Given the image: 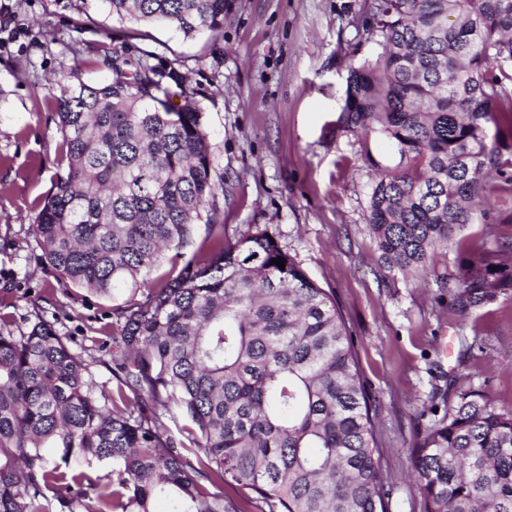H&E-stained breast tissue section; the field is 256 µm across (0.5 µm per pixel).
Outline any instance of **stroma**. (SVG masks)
I'll return each mask as SVG.
<instances>
[{
	"instance_id": "obj_1",
	"label": "stroma",
	"mask_w": 512,
	"mask_h": 512,
	"mask_svg": "<svg viewBox=\"0 0 512 512\" xmlns=\"http://www.w3.org/2000/svg\"><path fill=\"white\" fill-rule=\"evenodd\" d=\"M219 34L187 37L172 25L119 21L99 0H0V313L27 331L42 308L73 348L92 356L94 377L112 376V307L126 300L63 294L30 229L60 172L53 75L109 48L171 62L187 77L174 104L193 97L214 155L224 237L272 234L326 290L354 338L370 396L388 512H425L412 477L417 445L460 392L481 391L512 409V288L459 315L450 300L474 254L512 255V138L483 204L418 275L378 277L367 224L371 177L399 165L385 136L347 126V77L380 50L368 0H230Z\"/></svg>"
}]
</instances>
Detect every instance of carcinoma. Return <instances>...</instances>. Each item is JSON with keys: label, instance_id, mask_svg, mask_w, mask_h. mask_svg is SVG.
Masks as SVG:
<instances>
[{"label": "carcinoma", "instance_id": "carcinoma-1", "mask_svg": "<svg viewBox=\"0 0 512 512\" xmlns=\"http://www.w3.org/2000/svg\"><path fill=\"white\" fill-rule=\"evenodd\" d=\"M121 20L185 36L224 28L227 0H100ZM382 52L351 70L348 125L392 140L405 164L372 179L368 224L384 268L418 273L469 222L500 164L489 126L512 112V0H371ZM86 83L57 80V177L32 231L57 278L93 296L135 286L164 251L178 270L112 308L116 392L36 317L0 315V512H387L369 396L329 294L266 230L224 241L201 109L174 107L185 76L118 52ZM208 249L186 250L198 225ZM281 257L285 269L272 260ZM512 287L470 261L461 314ZM134 398H129L127 393ZM184 423L189 444L169 424ZM61 462L50 465L45 449ZM111 466L94 477L93 463ZM427 512H512V410L457 396L415 449Z\"/></svg>", "mask_w": 512, "mask_h": 512}]
</instances>
